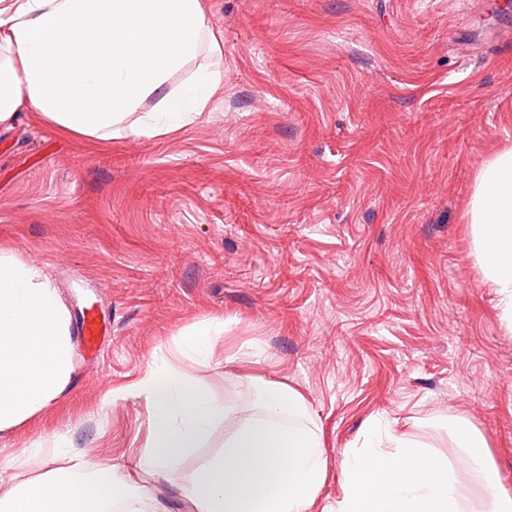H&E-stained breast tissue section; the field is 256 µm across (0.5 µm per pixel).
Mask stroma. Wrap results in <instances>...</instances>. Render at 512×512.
<instances>
[{
	"instance_id": "1",
	"label": "stroma",
	"mask_w": 512,
	"mask_h": 512,
	"mask_svg": "<svg viewBox=\"0 0 512 512\" xmlns=\"http://www.w3.org/2000/svg\"><path fill=\"white\" fill-rule=\"evenodd\" d=\"M224 92L154 139L86 140L18 113L0 128V248L39 265L100 352L0 459L63 438L129 469L165 357L219 401L239 374L301 390L340 461L381 420L423 442L454 417L512 491V329L473 255L481 164L512 147L505 0H206ZM224 321L219 363L179 335ZM251 354L237 362L239 351ZM99 327L94 318L83 316L77 328L78 339L84 350L95 351L99 344Z\"/></svg>"
}]
</instances>
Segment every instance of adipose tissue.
Wrapping results in <instances>:
<instances>
[{
	"mask_svg": "<svg viewBox=\"0 0 512 512\" xmlns=\"http://www.w3.org/2000/svg\"><path fill=\"white\" fill-rule=\"evenodd\" d=\"M206 58L186 89L172 77ZM220 42L205 0H0V124L30 111L70 134L155 137L194 123L220 91ZM152 101L142 111L144 101ZM474 257L512 325V148L485 161L467 210ZM224 335L214 318L178 338L180 356L211 363ZM73 372L70 319L44 271L0 250V433L45 411ZM232 388L247 414L161 359L139 382L150 407L138 475L81 457L45 464L27 483L0 461V512H158L154 486L178 492L182 512H310L327 477L323 436L295 387L250 375ZM223 451L193 480L183 464L220 420Z\"/></svg>",
	"mask_w": 512,
	"mask_h": 512,
	"instance_id": "ef3b65f1",
	"label": "adipose tissue"
}]
</instances>
